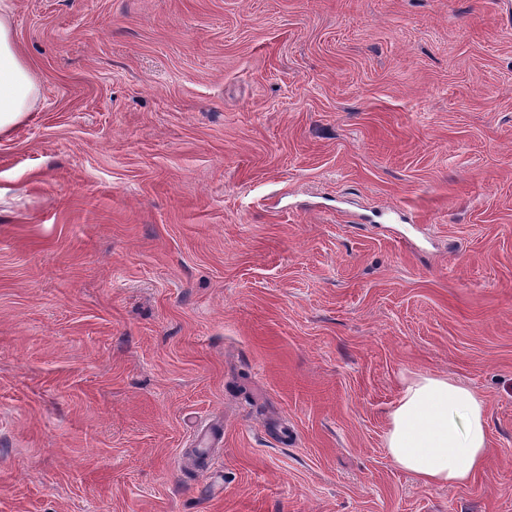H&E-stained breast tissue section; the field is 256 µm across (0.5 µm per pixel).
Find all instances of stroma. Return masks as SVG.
Returning a JSON list of instances; mask_svg holds the SVG:
<instances>
[{
	"label": "stroma",
	"instance_id": "35a3bbf8",
	"mask_svg": "<svg viewBox=\"0 0 512 512\" xmlns=\"http://www.w3.org/2000/svg\"><path fill=\"white\" fill-rule=\"evenodd\" d=\"M0 512H512V0H13ZM487 403L393 467L406 378ZM12 1H0V134L27 116L38 94L33 72L15 45ZM384 446L424 484L467 485L491 452L485 400L448 376L417 374L388 414Z\"/></svg>",
	"mask_w": 512,
	"mask_h": 512
}]
</instances>
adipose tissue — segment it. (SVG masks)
I'll use <instances>...</instances> for the list:
<instances>
[{
	"label": "adipose tissue",
	"mask_w": 512,
	"mask_h": 512,
	"mask_svg": "<svg viewBox=\"0 0 512 512\" xmlns=\"http://www.w3.org/2000/svg\"><path fill=\"white\" fill-rule=\"evenodd\" d=\"M11 12L12 0H0V134L27 116L38 94ZM384 446L394 467L424 484L467 485L490 455L485 401L449 377L415 375L388 415Z\"/></svg>",
	"instance_id": "adipose-tissue-1"
}]
</instances>
